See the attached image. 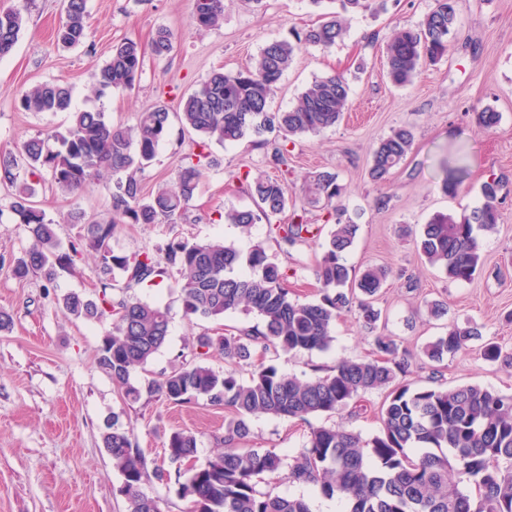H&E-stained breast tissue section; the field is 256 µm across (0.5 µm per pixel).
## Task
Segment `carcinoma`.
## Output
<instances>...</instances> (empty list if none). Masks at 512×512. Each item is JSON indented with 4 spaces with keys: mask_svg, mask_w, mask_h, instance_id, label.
Returning <instances> with one entry per match:
<instances>
[{
    "mask_svg": "<svg viewBox=\"0 0 512 512\" xmlns=\"http://www.w3.org/2000/svg\"><path fill=\"white\" fill-rule=\"evenodd\" d=\"M458 0H434L433 8L413 27L393 30L386 45L387 76L406 86L427 63L448 56L455 33ZM345 12L383 11L386 0H340ZM90 13L87 0H65V16L57 43L71 48L83 43ZM224 20V0H194L193 22L211 29ZM23 9L0 10V58L18 42ZM343 34L339 15L295 33L294 40L266 43L252 64L234 73L217 70L182 97L176 117L194 133L198 151L186 157L173 184L159 186L145 197L140 178L167 134L170 113L163 107L140 113L136 124L114 126L98 110L72 112L65 132L37 135L20 151L0 153V185L11 189L8 209L22 225L29 246L12 263L19 280L39 276L51 283L57 270L70 269L90 254L101 278L94 299L79 293L63 298L66 312L76 319L100 321L112 317V332L102 337L97 365L112 380L123 400L136 403L157 395L180 404L204 400L227 409L224 435L215 438L219 449L209 458H197L195 434L175 430L164 444L171 468L164 469L138 448L133 429L118 424L106 427L103 447L122 476L120 494L126 512H164L162 501L142 491L156 480L173 486L187 502V512H310L302 498H284L261 492L257 482L282 476L291 482L315 484L321 494L340 497L348 512H512V394L479 385L450 388L414 387L406 381L411 363L397 341L375 333L379 312L373 297L382 288L388 270L369 267L353 274L345 255L359 225L343 219L336 200L342 187L336 175L319 172L304 190V205L286 224L272 232L284 244L317 242L322 224L307 218V207L321 206L323 224L333 225L317 263L320 297L300 302L286 283L290 269L272 261L263 244L241 254L221 239L170 240L131 256L115 253L112 238L120 224H172L195 196L205 167L211 165L208 143H232L247 136L277 130L281 140L272 144L268 163L288 172V143L336 126L349 97L341 76L312 81L297 104L271 112L268 101L296 52L304 46L331 48ZM173 50V37L160 30L152 51L163 57ZM143 66L138 43L126 40L112 47L107 64L97 74L100 89L134 86ZM17 107L24 112H71L72 88L59 81L38 83L23 93ZM413 134L397 128L373 147L369 176L384 181L408 153ZM104 171L116 176L110 195L111 217L105 222L86 218L74 209L68 222L81 232L68 247L61 246L55 222L39 209L35 197L50 180L62 194L83 191ZM500 181L489 177L481 184L483 201L457 217L438 212L423 225L418 250L432 266L457 283L474 280L481 264L480 233L495 228L500 219ZM246 193L257 210L229 209L224 223L248 235L254 224L281 213L288 203L284 178H256ZM178 275L184 313L219 319L227 312H255L261 325L218 336L203 334L192 341V359L161 371L143 385L131 374L146 367L167 340V307L143 301L134 291L156 280ZM357 307L364 326L373 333V357L342 360L323 376L298 377L281 373L264 361L274 349L288 354L324 351L333 342L332 329L346 309ZM481 335L475 323L452 325L424 350L441 364L464 350ZM224 355V369L200 362L210 351ZM486 360L509 362L512 354L497 343L484 346ZM248 377H243V374ZM385 390L380 409V431L365 439L336 426L310 428L298 452L285 457L272 449L245 448L251 435L249 419L256 415L288 416L301 421L333 414L348 407L362 409L368 392ZM448 449V453L441 449Z\"/></svg>",
    "mask_w": 512,
    "mask_h": 512,
    "instance_id": "obj_1",
    "label": "carcinoma"
}]
</instances>
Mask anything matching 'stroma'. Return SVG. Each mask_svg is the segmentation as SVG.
<instances>
[{"label":"stroma","mask_w":512,"mask_h":512,"mask_svg":"<svg viewBox=\"0 0 512 512\" xmlns=\"http://www.w3.org/2000/svg\"><path fill=\"white\" fill-rule=\"evenodd\" d=\"M25 6V26L13 51L0 58V151L15 152L31 137L65 130L66 112H25L16 104L31 86L58 80L74 92L76 110L97 108L116 125L134 124L139 113L156 106L179 110L181 96L197 88L216 68L233 73L247 66L274 39H292L294 31L318 23L321 10L309 0H224V21L214 29L197 30L193 0H88L90 27L75 48L57 46L54 33L61 21V0H0V8ZM433 6V0H388L381 12L347 14L346 32L332 48L301 49L277 83L270 111L293 106L315 79L338 74L351 92L342 120L320 133L290 143L289 194L301 196L314 173H335L342 186L339 203L358 224L357 237L346 259L355 271L378 265L388 277L374 306L380 312L377 329L394 337L411 356L410 378L419 386L477 384L512 393V364L483 357L487 343L512 351V0H459L456 36L447 57L425 65L413 83L394 86L386 74V41L394 26H413ZM171 31L174 49L155 56L151 40L157 29ZM139 43L143 68L133 88L97 91L95 76L109 59L114 43ZM492 108L500 115L492 129L480 126L475 114ZM398 127L414 138L406 157L382 182L369 176L371 149ZM273 132L235 144L210 143L213 163L181 219L173 224H126L115 234V252L131 255L156 248L171 238L224 239L240 251L264 243L275 263L294 270L288 283L296 299L315 300V276L320 248L313 243L280 246L271 224L287 222V214L255 224L242 236L222 215L247 208L253 200L236 182L273 175L265 142ZM192 137L171 121L151 164L141 175L145 191L174 181ZM461 162L466 170L456 196L441 189L443 169ZM502 181L501 217L494 232L483 235V269L467 284L449 281L443 271L420 257L416 239L433 214L470 212L481 202L480 186L488 176ZM113 177L103 173L91 187L65 195L43 186L38 206L54 220L62 244H69L77 225L65 216L81 209L94 220L109 219ZM388 200L386 208L375 205ZM28 245V237L10 215L0 216V311L12 317L10 330L0 331V512H124L119 493L121 475L102 447L107 419L133 428L144 454L167 464L164 443L178 429L194 432L198 456L216 449L224 433L223 407L204 402L176 404L157 396L125 405L109 377L96 365L102 336L111 319L88 322L65 315L58 306L63 294L97 296L99 280L92 257L60 271L53 283L38 278L15 279L11 261ZM140 299L168 306L171 313L167 343L146 369L132 375L139 383L154 378L189 354L194 336L234 333L260 325L256 314L225 313L219 320L185 316L175 279L138 290ZM442 303L446 313L431 317L428 304ZM476 322L482 335L454 358L436 367L425 346L453 324ZM327 351L296 355L269 351L266 360L297 376L326 374L343 359L364 357L370 337L356 311L343 312ZM386 398L375 391L365 396L366 412L345 409L302 422L288 417L252 419L249 447L294 454L310 427L334 424L369 437L379 432L378 412ZM260 491L283 497H304L312 512H346L341 498L322 497L313 484L287 480L259 483Z\"/></svg>","instance_id":"35a3bbf8"}]
</instances>
